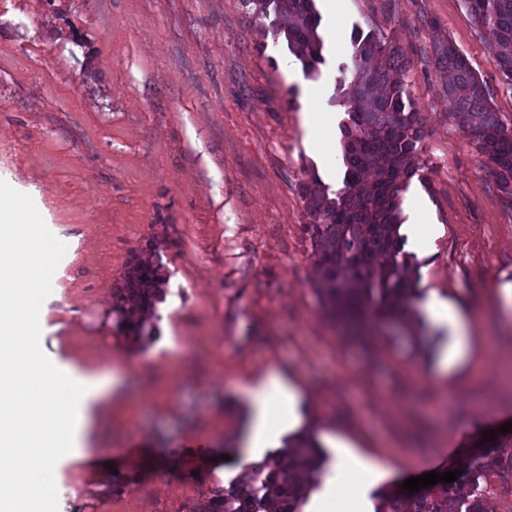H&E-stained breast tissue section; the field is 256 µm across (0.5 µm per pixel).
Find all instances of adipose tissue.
<instances>
[{"label": "adipose tissue", "instance_id": "ef3b65f1", "mask_svg": "<svg viewBox=\"0 0 512 512\" xmlns=\"http://www.w3.org/2000/svg\"><path fill=\"white\" fill-rule=\"evenodd\" d=\"M426 322L442 326L450 333V342L438 361L440 375L451 376L466 362L473 346L469 319L451 303L429 295L420 305ZM245 399L253 416L240 451L242 464L258 459L273 430L271 412L284 409L287 421L296 425L302 420V396L298 388L275 372H267L257 384L245 387ZM384 464L366 458L354 447L338 442L330 471L325 475L319 497L313 502V512H370L369 494L381 481L391 477Z\"/></svg>", "mask_w": 512, "mask_h": 512}]
</instances>
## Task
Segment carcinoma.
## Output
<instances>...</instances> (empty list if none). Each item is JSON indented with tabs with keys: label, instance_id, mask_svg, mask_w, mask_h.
<instances>
[{
	"label": "carcinoma",
	"instance_id": "1",
	"mask_svg": "<svg viewBox=\"0 0 512 512\" xmlns=\"http://www.w3.org/2000/svg\"><path fill=\"white\" fill-rule=\"evenodd\" d=\"M260 13L274 15L276 35L309 76L324 62L320 17L314 0H257ZM480 27L493 32L492 51L503 83L512 88V0H463ZM351 66L339 68V87H347L343 101L349 122L343 125V186L329 197L324 190L307 195L315 223L306 227L315 255L314 283L330 321L343 332H356L367 317L380 321L410 320L416 278L403 251L399 234L401 197L406 189L400 175L413 177L419 167L423 125L419 113L405 103L400 78L403 50L392 38L353 37ZM444 73L445 94L462 131L470 136L490 170L504 184H512V131L499 121L490 93L476 76L468 58L450 40L437 41L432 50ZM160 284L157 268L137 263L119 289L118 325L138 324L143 305H150ZM324 463L316 440L298 433L288 453L269 456L253 467L255 485L248 491L218 489L205 512H298L310 491L311 477ZM463 474L451 483L439 482L412 494L395 488L385 499L393 512H484L480 480L485 478L480 456L472 457ZM471 486L473 497H456L457 486Z\"/></svg>",
	"mask_w": 512,
	"mask_h": 512
}]
</instances>
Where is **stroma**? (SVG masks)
I'll use <instances>...</instances> for the list:
<instances>
[{
  "instance_id": "1",
  "label": "stroma",
  "mask_w": 512,
  "mask_h": 512,
  "mask_svg": "<svg viewBox=\"0 0 512 512\" xmlns=\"http://www.w3.org/2000/svg\"><path fill=\"white\" fill-rule=\"evenodd\" d=\"M315 8L324 62L310 77L254 0H0V172L69 243L41 339L68 376L121 383L91 401L93 427L55 467L59 512H204L215 489L248 485L240 389L269 370L302 389L301 431L347 436L394 469L390 489L457 471L484 431L512 421V324L498 317L512 191L452 118L432 55L452 40L512 129L489 35L462 0H344L335 39L325 0ZM370 33L404 49L423 119L401 204L402 223L421 209L437 227L429 247L404 245L418 295L452 300L472 324L449 379L435 374L447 329L370 320L362 346L331 327L313 285L305 191L338 190L345 165L341 143L328 167L308 148L304 90L346 122L339 67ZM140 261L161 283L142 330L121 333L117 291ZM499 440L485 512H512V432Z\"/></svg>"
}]
</instances>
